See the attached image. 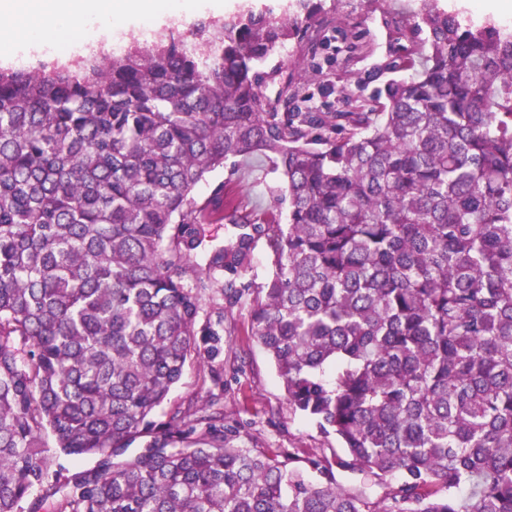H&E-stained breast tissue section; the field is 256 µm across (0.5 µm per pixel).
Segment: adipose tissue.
Segmentation results:
<instances>
[{
  "instance_id": "ef3b65f1",
  "label": "adipose tissue",
  "mask_w": 512,
  "mask_h": 512,
  "mask_svg": "<svg viewBox=\"0 0 512 512\" xmlns=\"http://www.w3.org/2000/svg\"><path fill=\"white\" fill-rule=\"evenodd\" d=\"M176 0H0V49L15 42L51 43L82 36L85 16L94 15L102 27L112 23L148 21Z\"/></svg>"
}]
</instances>
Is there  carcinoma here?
<instances>
[{
  "instance_id": "obj_1",
  "label": "carcinoma",
  "mask_w": 512,
  "mask_h": 512,
  "mask_svg": "<svg viewBox=\"0 0 512 512\" xmlns=\"http://www.w3.org/2000/svg\"><path fill=\"white\" fill-rule=\"evenodd\" d=\"M298 6L0 68V512H512V30L410 4L390 41L425 37L393 77L322 112L286 63L259 87L326 21ZM248 156L278 175L259 213L232 187ZM214 219L228 238L204 249ZM212 288L251 301L336 464L255 453L219 408L156 420L221 352L223 323L195 328ZM49 437L96 464L51 473Z\"/></svg>"
}]
</instances>
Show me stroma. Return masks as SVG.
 Segmentation results:
<instances>
[{
  "instance_id": "35a3bbf8",
  "label": "stroma",
  "mask_w": 512,
  "mask_h": 512,
  "mask_svg": "<svg viewBox=\"0 0 512 512\" xmlns=\"http://www.w3.org/2000/svg\"><path fill=\"white\" fill-rule=\"evenodd\" d=\"M288 0H193L177 15H163L154 29L169 35L190 32L204 21H216L253 9L274 16L280 15ZM325 10L333 11L340 26L322 33V43L316 54L291 48L288 68L292 71L308 70L318 63L323 74L309 82L306 93L311 103L321 111L337 108L340 86H348L356 94L370 97L390 77L384 68L393 56L389 48L385 10H399L406 0H389L387 5L374 0H322ZM449 13L480 20L500 22L512 19V0H442ZM361 33L373 53L369 57L348 56L343 34ZM239 183L235 193L243 206L264 208L269 202L267 187L276 179L267 164L257 158L241 162ZM200 322L223 323L228 335L224 339L223 353L207 363H190L181 381L171 390L165 411L189 406H213L223 409L228 421L237 423L249 447L259 451H286L305 457L318 454L335 459L340 448L332 436H324L304 418L294 415L284 396L274 367L251 333L248 307L234 308L225 313L224 298L220 291L207 292L202 300ZM219 373L220 382H213L212 373Z\"/></svg>"
}]
</instances>
